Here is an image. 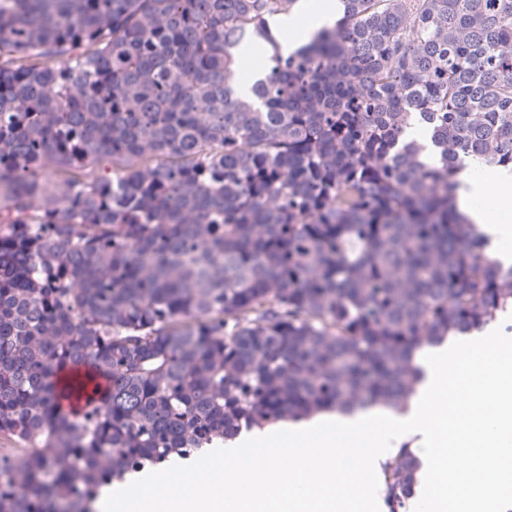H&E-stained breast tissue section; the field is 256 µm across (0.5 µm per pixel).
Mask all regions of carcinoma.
I'll return each mask as SVG.
<instances>
[{"label":"carcinoma","mask_w":512,"mask_h":512,"mask_svg":"<svg viewBox=\"0 0 512 512\" xmlns=\"http://www.w3.org/2000/svg\"><path fill=\"white\" fill-rule=\"evenodd\" d=\"M298 3L0 0V512L403 411L418 352L512 311L457 207L512 171V0H337L285 54ZM417 471L383 464L389 512ZM336 19V1L321 0L319 11L309 20H304L303 16L295 15L289 17L280 26L297 28L302 32L301 37L291 45L290 50H294L301 44L307 42L311 34L326 24L334 23Z\"/></svg>","instance_id":"1"}]
</instances>
